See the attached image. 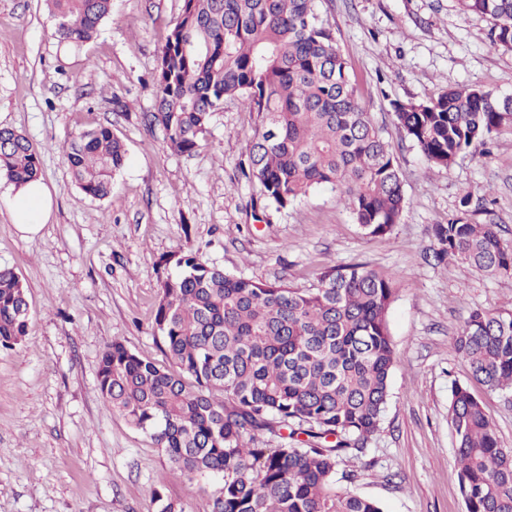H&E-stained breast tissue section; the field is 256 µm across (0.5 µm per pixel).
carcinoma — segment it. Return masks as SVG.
I'll list each match as a JSON object with an SVG mask.
<instances>
[{"label": "carcinoma", "mask_w": 512, "mask_h": 512, "mask_svg": "<svg viewBox=\"0 0 512 512\" xmlns=\"http://www.w3.org/2000/svg\"><path fill=\"white\" fill-rule=\"evenodd\" d=\"M59 39L92 40L112 0H45ZM318 0H184L156 68L155 111L144 116L169 148L190 155L211 114L235 98L260 117L247 166L259 199L286 208L311 191L336 190L364 235L382 238L407 201L396 159L358 98L348 62ZM492 21L495 46L512 51V0H457ZM394 119L431 166L512 133V96L459 86L398 103ZM62 150L81 195L112 191L126 151L112 128L73 135ZM0 173L15 187L40 178L31 140L0 127ZM470 195L446 224L429 229L431 257L485 276L512 273V242ZM160 282L154 328L171 366L114 341L102 352L105 408L147 433L168 461L194 476L222 477L211 512H383L379 502L337 485L347 455L379 433L397 352L388 313L395 279L367 264L329 266L310 291L256 282L209 266L189 249ZM26 289L0 267V347L28 332ZM450 346L471 378L512 392V307L476 309ZM448 424L466 512H512V448L501 447L468 384L451 388ZM288 437L275 447L257 440ZM307 436L304 441L299 435ZM159 512H184L153 490Z\"/></svg>", "instance_id": "cac0c4a2"}]
</instances>
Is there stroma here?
Instances as JSON below:
<instances>
[{"label": "stroma", "instance_id": "stroma-1", "mask_svg": "<svg viewBox=\"0 0 512 512\" xmlns=\"http://www.w3.org/2000/svg\"><path fill=\"white\" fill-rule=\"evenodd\" d=\"M183 0H112V14L80 48L61 43L44 0H0V127L41 152L53 200L40 233L23 237L0 180V266L14 268L33 317L0 349V512H157L152 491L185 512H210L220 478L172 466L149 435L108 412L98 365L112 342L167 365L153 322L163 263L185 249L255 281L315 287L323 268L366 262L396 278L388 324L397 359L382 428L350 491L385 512H465L448 424L453 382L486 405L512 448V392L470 382L450 341L474 309L512 302V276L487 278L428 258V229L447 223L464 193L487 198L512 241V135L466 151L448 169L427 165L393 120L394 103L446 87L512 94V52L490 42L491 23L456 0H320L357 93L397 159L408 207L385 238L361 234L336 190L321 187L284 209H253L259 188L239 162L260 122L226 100L193 155L173 152L142 116ZM106 125L126 148L112 193L81 198L60 146Z\"/></svg>", "mask_w": 512, "mask_h": 512}]
</instances>
